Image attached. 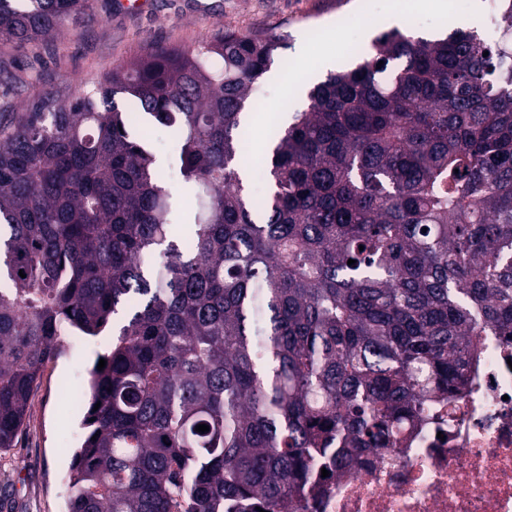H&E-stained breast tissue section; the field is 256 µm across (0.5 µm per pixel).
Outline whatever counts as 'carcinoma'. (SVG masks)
<instances>
[{
  "label": "carcinoma",
  "instance_id": "1",
  "mask_svg": "<svg viewBox=\"0 0 512 512\" xmlns=\"http://www.w3.org/2000/svg\"><path fill=\"white\" fill-rule=\"evenodd\" d=\"M14 2L0 41L88 7ZM494 21L493 45L393 29L329 74L272 133L259 199L237 141L276 34L154 46L91 93L0 115V448L64 326L112 330L69 512L281 506L314 461L342 475L458 393L473 339L512 337V0ZM146 117L178 139L185 245L133 134Z\"/></svg>",
  "mask_w": 512,
  "mask_h": 512
}]
</instances>
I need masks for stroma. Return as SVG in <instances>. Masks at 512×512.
<instances>
[{
    "mask_svg": "<svg viewBox=\"0 0 512 512\" xmlns=\"http://www.w3.org/2000/svg\"><path fill=\"white\" fill-rule=\"evenodd\" d=\"M488 0H448V9L412 8L414 22L402 28L428 39L452 29H482ZM396 0H151L129 14L114 0H89L79 21H65L45 42L0 43V113L48 93L72 94L98 85L112 68L136 61L153 46L188 50L198 42L232 30L242 35L282 34L286 46L257 84L274 107L273 119L245 107L248 132L241 154L250 165L262 163L257 138L306 110L310 85L328 73L355 68L357 50H370L392 25ZM148 139L165 184L176 200L185 185L173 167L176 143L170 133L149 126ZM112 344L111 332L64 340L61 355L48 362L32 392L22 431L11 448L0 450V512H66L70 461L83 438V409L64 396L86 388L89 369Z\"/></svg>",
    "mask_w": 512,
    "mask_h": 512,
    "instance_id": "1",
    "label": "stroma"
}]
</instances>
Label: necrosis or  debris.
I'll return each mask as SVG.
<instances>
[{
  "label": "necrosis or debris",
  "mask_w": 512,
  "mask_h": 512,
  "mask_svg": "<svg viewBox=\"0 0 512 512\" xmlns=\"http://www.w3.org/2000/svg\"><path fill=\"white\" fill-rule=\"evenodd\" d=\"M471 381L396 448L319 479L290 512H512V341L483 339Z\"/></svg>",
  "instance_id": "4bbe7bcc"
}]
</instances>
